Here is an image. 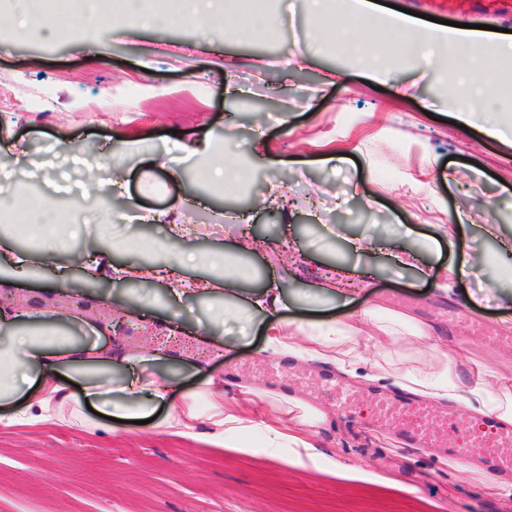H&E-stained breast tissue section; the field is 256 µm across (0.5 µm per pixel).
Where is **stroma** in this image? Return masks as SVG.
I'll use <instances>...</instances> for the list:
<instances>
[{"mask_svg":"<svg viewBox=\"0 0 512 512\" xmlns=\"http://www.w3.org/2000/svg\"><path fill=\"white\" fill-rule=\"evenodd\" d=\"M280 2L282 21L268 33L230 37L173 25L125 31L96 22L77 40L70 19L62 18L54 42L34 37L0 47V86L11 92L0 104V179L31 184L43 199L63 203L74 169L59 145L71 143L104 182L98 208L77 221L89 228L99 208L112 212L115 223L100 228L115 260L166 262V253L153 247L166 239V225L130 222L123 214L131 207L165 210L184 197L192 226L186 246L199 253L224 249L247 269L237 294L224 299L228 308L275 278L289 314L326 320L366 310L380 319L406 314L455 340L458 362L472 358L512 371V355L489 351L473 336L458 338L451 317L473 313L512 336V282L476 311L468 302L477 276L456 281L445 296L434 288L445 267L468 263L475 246L496 250L498 238L483 232L486 220L498 237L512 238V142L454 125L447 97L417 79L411 65L393 67L381 84L348 57L324 52L305 0ZM299 53L309 62L297 69L289 61ZM328 70L344 72L345 80L325 84ZM282 73L287 95L255 126L252 104L268 98L269 75ZM229 76L241 89L233 100L224 95ZM411 78L414 91L396 94V84ZM227 131L239 142L263 137L269 148L256 158L247 185L214 188L191 163L182 180L169 179L163 163L175 157V143ZM17 143L27 149L20 166ZM336 150L345 162L325 164ZM114 180L123 182V196L111 194ZM252 194L270 197V207L253 210ZM235 213L250 216L265 244L247 254L237 249ZM451 223L456 230L448 237L443 228ZM356 235L388 237L420 252L419 269L398 268L384 252H351L347 240ZM292 249L309 261L288 278L281 260ZM338 262L370 272L369 287L350 301L334 298L309 311L305 297L319 271ZM67 284L70 302L95 321L113 303L149 296L151 308L123 324L133 349L162 343L178 352L210 325L209 302L172 295L164 281L88 282L74 273ZM211 327L222 354L197 368L180 367L170 394L169 407L197 409L191 428L163 427L169 407L136 426L109 419L97 430L51 422L0 426V512H512V495L501 491L486 463L470 468L445 453L405 447L395 433L371 427L367 404L344 418L322 398L310 400L323 418L306 428L311 449L293 447L270 430L269 419L283 395L296 393L297 361L284 360L275 380L260 378L257 362L274 357L264 334H244L234 321ZM211 377L223 378L224 401L239 405L245 428L217 435L203 393ZM244 384L256 389L251 400L242 398ZM353 463L364 478L338 479L337 471Z\"/></svg>","mask_w":512,"mask_h":512,"instance_id":"obj_1","label":"stroma"}]
</instances>
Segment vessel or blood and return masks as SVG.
<instances>
[{
    "label": "vessel or blood",
    "mask_w": 512,
    "mask_h": 512,
    "mask_svg": "<svg viewBox=\"0 0 512 512\" xmlns=\"http://www.w3.org/2000/svg\"><path fill=\"white\" fill-rule=\"evenodd\" d=\"M459 325L463 333H478L485 347L512 354V336L499 335L482 319L472 316L460 320ZM295 384L301 392L330 396L344 415L364 400H373V426L403 433L410 442L425 448L448 447L452 434H460L465 456L485 459L497 471L512 472V426L457 406L438 410L426 401H410L389 394L370 396L326 374L302 373L296 375Z\"/></svg>",
    "instance_id": "obj_1"
}]
</instances>
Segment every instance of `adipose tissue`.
<instances>
[{"label": "adipose tissue", "instance_id": "1", "mask_svg": "<svg viewBox=\"0 0 512 512\" xmlns=\"http://www.w3.org/2000/svg\"><path fill=\"white\" fill-rule=\"evenodd\" d=\"M310 13L327 41L351 54L380 82L389 78L391 54L383 49L371 50L363 43L362 34L369 27L398 33L403 53L423 78L435 83L443 82L448 75L442 64L448 48L469 53V68L457 74L455 81L469 83L480 95L493 94L499 59L512 57V37L428 23L377 4L376 0H310ZM212 147L213 139L207 135L186 146L185 151L200 161L202 171L215 183L231 186L251 178L252 165L226 164ZM26 213L31 218L36 245L19 250L10 238L0 237V289L11 290L16 285V274L38 269L45 252L72 253L69 234L55 228L50 210L39 200H32ZM177 217L174 209L139 217L143 223L167 225L164 246L174 251L173 264L134 267L114 261L111 251L99 248V233L88 231L83 241L92 244L93 250L80 263L82 278L94 281L107 273L114 280L128 281L151 276L182 286L181 272L194 265L196 256L180 247L184 230L177 224ZM204 258L210 273L196 278L190 292L204 300L222 299L236 281L237 272L225 265L222 249H211ZM61 322L96 339L112 331L111 321H89L83 309L69 304L34 314L19 299L0 307V330L12 336L10 346L0 350V425L54 421L59 417L58 407L67 404L73 409L72 425L94 429L98 426L96 418L82 411L87 402L99 415L123 421L148 419L166 402L171 381L160 372L146 375L147 363L175 360L197 367L201 354L215 342L205 327L197 334L191 351L157 349L141 353L121 340L102 348L96 340L58 339L57 325ZM409 322V316L400 313L378 319L366 311L344 321L292 318L287 325L267 327L266 344L276 353L331 362L347 373L362 364L369 365L376 378L398 373L402 388L416 395L445 399L464 388L470 395V406L512 423L511 377L483 362L467 364L462 373L450 374L448 364L456 357V345L447 337L430 335L419 327L411 328V335H403V328H410ZM117 367L122 370L118 376L113 373ZM71 381L79 384V393L68 392Z\"/></svg>", "mask_w": 512, "mask_h": 512}]
</instances>
